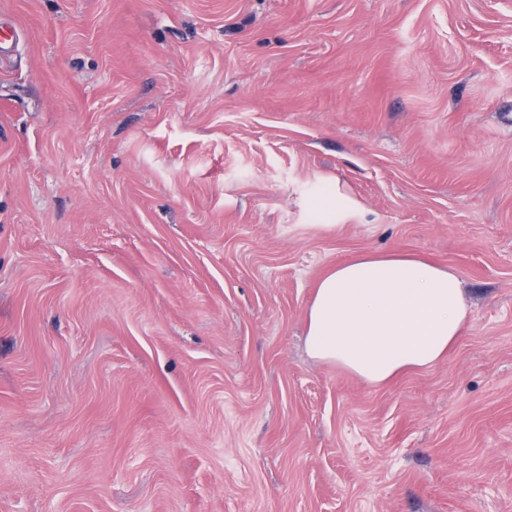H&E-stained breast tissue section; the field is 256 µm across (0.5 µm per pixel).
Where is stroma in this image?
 <instances>
[{
  "label": "stroma",
  "instance_id": "1",
  "mask_svg": "<svg viewBox=\"0 0 512 512\" xmlns=\"http://www.w3.org/2000/svg\"><path fill=\"white\" fill-rule=\"evenodd\" d=\"M1 23L0 512H512V0ZM363 252L456 270L447 359L308 355Z\"/></svg>",
  "mask_w": 512,
  "mask_h": 512
}]
</instances>
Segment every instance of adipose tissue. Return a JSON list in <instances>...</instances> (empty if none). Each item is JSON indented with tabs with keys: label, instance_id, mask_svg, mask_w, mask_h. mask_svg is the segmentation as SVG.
Here are the masks:
<instances>
[{
	"label": "adipose tissue",
	"instance_id": "adipose-tissue-1",
	"mask_svg": "<svg viewBox=\"0 0 512 512\" xmlns=\"http://www.w3.org/2000/svg\"><path fill=\"white\" fill-rule=\"evenodd\" d=\"M306 320L310 357L379 385L446 359L469 308L452 268L408 253H365L320 279Z\"/></svg>",
	"mask_w": 512,
	"mask_h": 512
}]
</instances>
